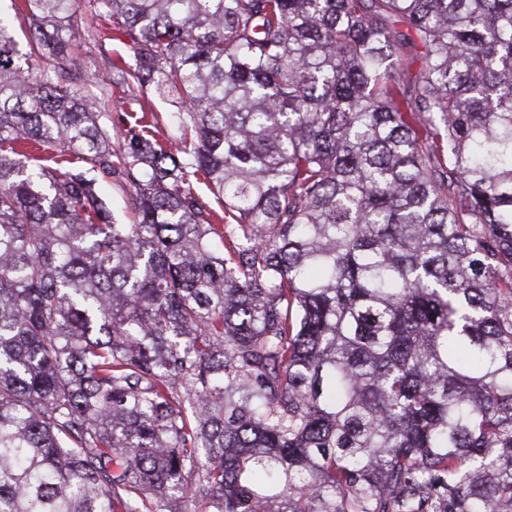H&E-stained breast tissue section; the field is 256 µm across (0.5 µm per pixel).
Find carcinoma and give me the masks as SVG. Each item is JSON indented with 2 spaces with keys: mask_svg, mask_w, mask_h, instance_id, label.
Instances as JSON below:
<instances>
[{
  "mask_svg": "<svg viewBox=\"0 0 512 512\" xmlns=\"http://www.w3.org/2000/svg\"><path fill=\"white\" fill-rule=\"evenodd\" d=\"M75 2L0 16V512H512V0H87L94 91ZM73 11L74 14L71 18L73 33L82 43L81 59L90 78L100 79L102 77L101 60L105 56L113 58V56L122 55L127 62L132 61V44L125 31L113 28L112 24L108 22L95 19L86 7V0H79ZM95 27L104 31L105 33H102L101 36L107 39L102 42L100 39L98 41L90 40L87 33ZM146 113H156L160 122L154 129V136L160 142L174 143L178 141L180 132L177 126L170 122V112H177V107L168 101L161 100L153 95L140 96L137 100H130L129 96L123 95L118 89L112 88V102L106 123L112 126V142L117 146V139L124 135L130 122H134L130 116H140ZM146 117V120L148 118Z\"/></svg>",
  "mask_w": 512,
  "mask_h": 512,
  "instance_id": "carcinoma-1",
  "label": "carcinoma"
}]
</instances>
